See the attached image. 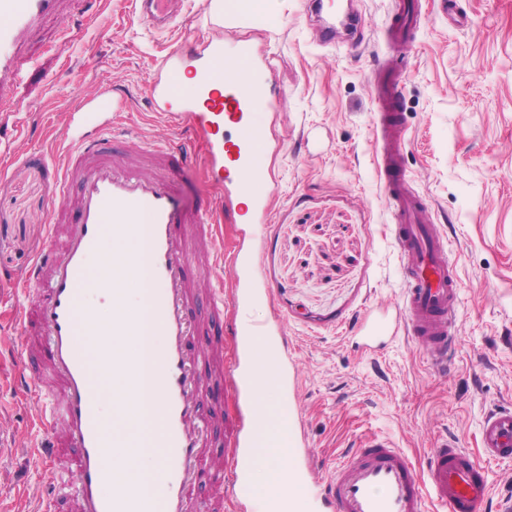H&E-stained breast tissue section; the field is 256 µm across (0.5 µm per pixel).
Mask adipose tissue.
Here are the masks:
<instances>
[{
  "label": "adipose tissue",
  "mask_w": 512,
  "mask_h": 512,
  "mask_svg": "<svg viewBox=\"0 0 512 512\" xmlns=\"http://www.w3.org/2000/svg\"><path fill=\"white\" fill-rule=\"evenodd\" d=\"M274 0H211L213 15L220 21L267 19L273 15ZM110 250L99 252L92 264V274L106 288L124 287L126 279L135 278V270L126 264L127 256L142 252L143 241L134 235L110 236ZM113 308L93 311L88 322V350L93 365L98 368L97 379L104 390L106 402L102 414L111 426L117 446L119 466L114 467L110 483L113 488L155 499L158 495V460L146 453L145 445L159 427L162 395L155 371L144 374L140 385L128 381L118 362L128 348L157 350L159 339L148 336V316L139 323L128 325L122 332L112 330ZM256 376L261 386L254 410L256 424L267 430L270 441L261 450V459L252 474V483L260 493L279 491L284 498L297 494V486L288 475L289 423L285 411L275 406L264 389L272 378V357L265 345H258L255 353ZM138 402L141 419L130 426L124 415V404Z\"/></svg>",
  "instance_id": "1"
}]
</instances>
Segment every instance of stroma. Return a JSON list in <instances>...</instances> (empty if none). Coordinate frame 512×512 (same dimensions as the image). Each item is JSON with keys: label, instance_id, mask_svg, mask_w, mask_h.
<instances>
[{"label": "stroma", "instance_id": "35a3bbf8", "mask_svg": "<svg viewBox=\"0 0 512 512\" xmlns=\"http://www.w3.org/2000/svg\"><path fill=\"white\" fill-rule=\"evenodd\" d=\"M209 3L187 0L173 30L156 33L134 16L132 0H89L70 35L49 20L26 46L36 64L19 89L22 107L0 112V512H31L46 479L26 401L42 388L33 384L24 395L14 386L27 353L11 316V280L43 252L60 205L53 146L68 109L112 87L129 103L127 152L178 138L179 127L151 109L147 78L190 30L222 40L228 52L249 38L264 58L268 100L255 119L268 145L257 165L278 189L267 223L242 222L241 203L221 231L228 251L246 231L255 234L258 274L273 295L254 301L249 314L281 318L288 376L299 381L288 394L271 384L267 397L301 424L317 476L328 479L369 434L389 437L419 469L443 435L476 450L487 410L512 403V0H420L423 24L400 101L403 163L457 260L459 342L445 377L405 335L368 351L352 331L370 308L392 311L402 298L373 141L375 71L390 47L391 0H352L362 40L355 49L318 45V21L302 0H275L276 18L264 26L217 23ZM218 275L205 254L195 255L196 348L218 330L207 314ZM208 382L207 462L220 466L231 402L218 377Z\"/></svg>", "mask_w": 512, "mask_h": 512}]
</instances>
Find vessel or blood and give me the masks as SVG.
<instances>
[{"mask_svg": "<svg viewBox=\"0 0 512 512\" xmlns=\"http://www.w3.org/2000/svg\"><path fill=\"white\" fill-rule=\"evenodd\" d=\"M145 22L158 27L172 23L167 0H145ZM84 0H0V112L15 104L28 64L24 46L48 19L61 20L81 12ZM322 17L315 33L319 43L332 46L339 31H350L353 16L336 21L335 0H316ZM420 28L417 0H393L388 36L393 45L412 46ZM210 53L199 68L190 93L176 88L187 56L175 48L157 62L149 76L150 104L167 113L186 131L182 141H155L140 151L142 163L113 150L107 135L116 113L127 111L125 97L105 90L92 106L77 104L68 114L67 132L58 147L66 159L60 197L71 207L64 234L49 230L48 244L24 276L25 294L32 301L16 315L21 336H41L39 367H26L15 380L19 391L31 382L43 385L35 399L36 416L43 424L34 448L39 464L49 469L39 498L62 501L74 512H213L212 500L193 496V487L212 488L221 499L232 500L244 512H428L437 504L442 512H512V499L494 501L485 461H512V407L492 411L480 429V455L460 448L457 440L442 438L423 472L384 436L371 434L337 463L330 479L319 482L312 462L292 466V481L308 485L309 494L283 501L279 494L254 498L248 473L261 434L245 418L252 395L246 378L254 373L253 353L260 343L282 352L288 339L278 336L276 321L247 319L258 291L254 248L225 255L213 223L210 205L187 207L177 187L181 171L194 159L196 140L209 145V172L230 195L251 202L253 221L270 214V197L253 189L258 132L251 109L249 85L224 83L225 61L252 66L253 45L237 40L232 56L224 45L209 41ZM406 71L386 58L376 73L379 121L373 130L375 159L392 224V235L405 284L396 314L367 311L359 327L363 347L407 334L424 359L444 372L458 345L455 329L459 304L456 260L429 215L426 200L413 191L411 178L400 163L406 126L393 115ZM141 233L145 257L131 256L149 285L147 300L153 330L162 336L156 356L164 402L160 427L150 445L160 461L161 494L156 510L138 495L105 493L112 472L114 443L102 417L86 336L87 318L97 302L120 304L123 289H105L90 276V260L112 233ZM198 241L213 260L226 268L230 293L211 295V312L223 320L225 307L241 318L231 328L235 350L224 364L223 380L233 392L237 410L224 435V468L212 472L203 463L209 445L202 397L205 388V351L193 350L190 338L197 324L190 241Z\"/></svg>", "mask_w": 512, "mask_h": 512, "instance_id": "obj_1", "label": "vessel or blood"}]
</instances>
